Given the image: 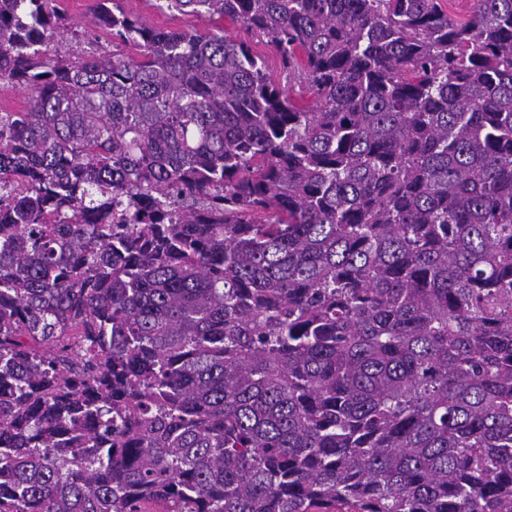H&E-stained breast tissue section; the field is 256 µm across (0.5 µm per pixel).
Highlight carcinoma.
Instances as JSON below:
<instances>
[{
    "label": "carcinoma",
    "mask_w": 512,
    "mask_h": 512,
    "mask_svg": "<svg viewBox=\"0 0 512 512\" xmlns=\"http://www.w3.org/2000/svg\"><path fill=\"white\" fill-rule=\"evenodd\" d=\"M155 5L0 0V512H512V0ZM93 0H59L57 5L64 12V15L69 19L73 29L82 34L83 28L91 18V11ZM126 9L140 14L142 18L150 25L157 27H182L194 28L200 32H206L211 29V24L204 18H198L193 15L170 16L155 8H150L146 0H122ZM250 45L256 54L266 59L274 79L276 81L285 83L286 76H288V71L283 68L276 54L275 48L270 41V38L266 36L260 38H250ZM28 92L23 87L0 88V112H16L26 107Z\"/></svg>",
    "instance_id": "1"
}]
</instances>
